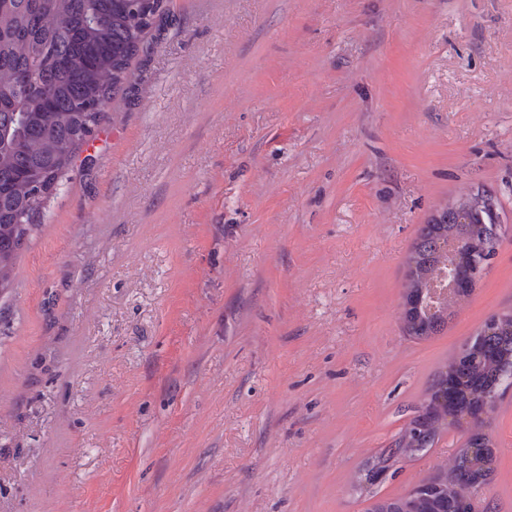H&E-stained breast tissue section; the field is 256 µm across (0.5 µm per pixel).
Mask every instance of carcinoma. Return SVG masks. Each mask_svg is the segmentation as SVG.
Listing matches in <instances>:
<instances>
[{
    "instance_id": "carcinoma-1",
    "label": "carcinoma",
    "mask_w": 512,
    "mask_h": 512,
    "mask_svg": "<svg viewBox=\"0 0 512 512\" xmlns=\"http://www.w3.org/2000/svg\"><path fill=\"white\" fill-rule=\"evenodd\" d=\"M169 13L167 0H0V293L11 287L19 253L27 246L57 182L67 176L111 100L131 85V65L150 46L156 20ZM472 224H431L419 229L411 262L433 274L448 261V240L499 241L496 204ZM453 384L448 400L445 385ZM512 386V321L466 341L439 375L426 400V419L413 444L397 439L382 450L369 473L386 470L429 448L448 415L457 419L479 404L497 403ZM482 431L467 439L450 461L448 483L413 498L410 512H457V501L474 478L491 475L493 454L473 448Z\"/></svg>"
}]
</instances>
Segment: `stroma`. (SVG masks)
Listing matches in <instances>:
<instances>
[{
	"mask_svg": "<svg viewBox=\"0 0 512 512\" xmlns=\"http://www.w3.org/2000/svg\"><path fill=\"white\" fill-rule=\"evenodd\" d=\"M0 298V512H371L352 483L512 309V0H171ZM500 238L425 340L417 230ZM481 491L512 512V387ZM489 198L491 206L484 210L482 209L485 201L481 197L474 196L446 207L434 215L428 224H423L414 242L409 266L414 263L418 274L421 275L435 273L441 268V265H444L445 262L448 263V251H445V247L448 245L449 239L467 242L474 236H478L488 243L499 241L500 224L497 221L496 204L491 196ZM480 211V218L474 220ZM448 212L451 213V219L456 224H444V221L449 220ZM472 222L481 225L475 230V225L470 224ZM431 224H444V233L437 232L434 229L436 225Z\"/></svg>",
	"mask_w": 512,
	"mask_h": 512,
	"instance_id": "1",
	"label": "stroma"
}]
</instances>
